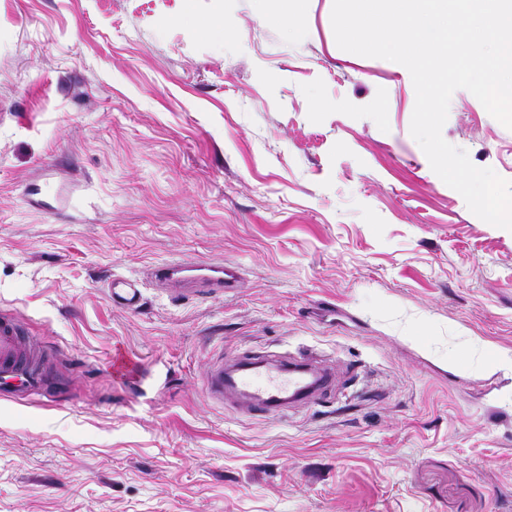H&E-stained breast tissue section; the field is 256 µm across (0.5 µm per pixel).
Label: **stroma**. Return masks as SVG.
Here are the masks:
<instances>
[{
  "label": "stroma",
  "instance_id": "1",
  "mask_svg": "<svg viewBox=\"0 0 512 512\" xmlns=\"http://www.w3.org/2000/svg\"><path fill=\"white\" fill-rule=\"evenodd\" d=\"M332 6L0 0V315L56 365L0 397V512H512V374L458 349L512 350V231L433 172L409 71L341 50ZM442 136L512 181L468 90ZM47 166L65 213L27 196ZM206 259L238 287L108 298ZM303 351L321 401L205 398L217 356ZM106 288L114 306L130 311L140 308L142 293L135 282L120 276H110L106 281ZM112 375H122L126 379L141 378L144 367L140 363H132L120 352L112 351L111 356Z\"/></svg>",
  "mask_w": 512,
  "mask_h": 512
}]
</instances>
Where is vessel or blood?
<instances>
[{
	"label": "vessel or blood",
	"mask_w": 512,
	"mask_h": 512,
	"mask_svg": "<svg viewBox=\"0 0 512 512\" xmlns=\"http://www.w3.org/2000/svg\"><path fill=\"white\" fill-rule=\"evenodd\" d=\"M146 275L174 295H220L235 287L239 272L220 259L177 260L149 266ZM106 288L114 306L130 311L140 308L142 293L135 282L112 276ZM48 368L47 355L33 347L12 319L0 318V395L44 389ZM330 380L329 373L315 371L303 360L290 365L245 358L228 368L218 359L211 363L204 386L212 403H223L225 393L233 390L246 396L252 409L280 412L308 391L325 389Z\"/></svg>",
	"instance_id": "1"
}]
</instances>
